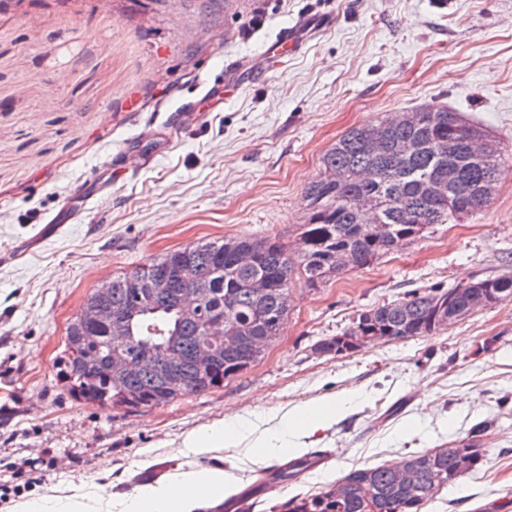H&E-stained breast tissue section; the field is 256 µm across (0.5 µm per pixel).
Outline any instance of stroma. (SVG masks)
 I'll return each mask as SVG.
<instances>
[{
  "instance_id": "35a3bbf8",
  "label": "stroma",
  "mask_w": 512,
  "mask_h": 512,
  "mask_svg": "<svg viewBox=\"0 0 512 512\" xmlns=\"http://www.w3.org/2000/svg\"><path fill=\"white\" fill-rule=\"evenodd\" d=\"M312 27L287 57L265 44ZM444 105L486 128L504 174L489 207L435 224L319 287L294 278L280 336L223 388L136 412L74 400L56 377L67 323L112 275L200 240L301 247L305 186L377 116ZM512 268V0H0V512L80 488L112 499L220 467L224 512L288 456L184 437L262 408L338 410L301 438L322 460L248 512H278L350 470L478 442L484 465L422 512H512V300L436 334L347 356L318 341L415 289ZM484 425L473 437L476 425Z\"/></svg>"
}]
</instances>
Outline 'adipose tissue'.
I'll return each mask as SVG.
<instances>
[{"label":"adipose tissue","instance_id":"ef3b65f1","mask_svg":"<svg viewBox=\"0 0 512 512\" xmlns=\"http://www.w3.org/2000/svg\"><path fill=\"white\" fill-rule=\"evenodd\" d=\"M327 419L317 404L298 406L283 417L274 436L258 441V457L269 459L290 446L289 438L300 427L317 429ZM246 418L239 417L225 424L209 426L189 434L184 447L203 453L232 443L246 426ZM229 486V477L220 469H202L178 474L174 484L145 485L127 496L123 512H196L200 502L223 496Z\"/></svg>","mask_w":512,"mask_h":512}]
</instances>
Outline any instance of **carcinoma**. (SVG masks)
I'll use <instances>...</instances> for the list:
<instances>
[{
	"mask_svg": "<svg viewBox=\"0 0 512 512\" xmlns=\"http://www.w3.org/2000/svg\"><path fill=\"white\" fill-rule=\"evenodd\" d=\"M411 115L401 122L387 114L354 127L324 155L322 175L304 190L308 213L300 225L302 252L289 253L275 237L199 241L108 279L112 311L130 316L123 353L132 368L120 383L111 382L113 330L107 324L89 330L77 313L68 322L55 364L67 392L100 408L136 410L222 388L224 381L260 362L269 340L280 335L294 274L316 288L374 263L403 240L422 237L433 224L483 212L491 202L487 188L504 174L500 150L494 146L488 155L473 154L472 141L487 134L446 106H423ZM450 138L455 143L451 154L445 149ZM398 142L410 143L411 151L395 154ZM450 167L458 172L454 183L448 182ZM431 181L445 182L447 196H427L424 185ZM359 198L381 204L377 223H363ZM240 251L253 253L255 263L240 265ZM173 266L202 289V304L183 307L176 286L160 294L149 288L155 273ZM257 278L270 280L271 287H246ZM473 285L492 296V305L501 303L504 292L512 300V279L487 277ZM458 288L417 289L378 304L359 314L344 334L363 336L366 345L433 335L448 327V308H458L457 317H465ZM225 313L231 314L228 326L239 342L217 348L214 361L204 365L197 356L203 324ZM153 347L174 361L179 382H171L165 364L147 357ZM485 456L486 449L474 446L411 452L406 464L415 465V477L407 486L387 465L354 469L319 493L289 499L284 512H421L442 489L477 470Z\"/></svg>",
	"mask_w": 512,
	"mask_h": 512,
	"instance_id": "1",
	"label": "carcinoma"
}]
</instances>
